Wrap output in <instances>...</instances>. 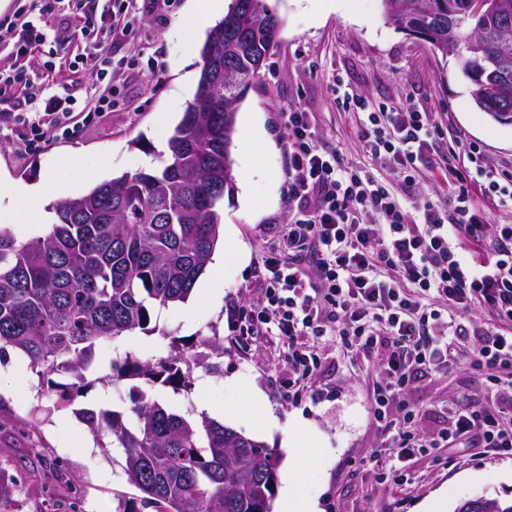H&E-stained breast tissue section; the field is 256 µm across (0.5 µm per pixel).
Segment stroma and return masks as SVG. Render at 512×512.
Wrapping results in <instances>:
<instances>
[{"mask_svg":"<svg viewBox=\"0 0 512 512\" xmlns=\"http://www.w3.org/2000/svg\"><path fill=\"white\" fill-rule=\"evenodd\" d=\"M196 0H176L171 12L146 17L124 40L78 39L68 54L46 42L25 62L28 77L46 78L50 92L61 94L91 87L96 77L74 71L75 54H109L119 74L120 104L51 146L18 150L17 131L0 128V173L18 184L49 176L67 183L73 197L92 186L85 175L97 170L98 181L160 166L167 156L172 127L192 100L199 79L204 35L185 43L179 30L194 24ZM280 20L278 45L258 78L249 82L236 115L230 148L232 175L250 166L249 190L234 187L220 203L222 224L218 245L224 250V295L219 306L187 301L153 314L150 332H135L99 345L98 364L135 353L144 359L167 356L172 338L196 346L191 364L193 387L174 393L157 387L150 395L176 411L197 409L200 394L215 403L239 405L254 418L273 414L278 427L252 437L286 455L281 425L300 426L303 443L293 463L304 479L308 497L321 512H424L428 503L446 496L448 505L482 495L512 497V458L452 450L450 460L417 456L408 461L406 485H380L367 462L382 446L373 423L365 381L375 373L373 362L346 350L339 337L318 343L321 368L299 398L288 394V345L277 336L244 337L238 320L259 295V262L279 225L293 208L286 168V114L308 112L317 138L327 148H340L349 162L366 164L354 132L357 117L343 111L339 91L394 106L413 107L443 125L480 143L496 166L512 164V124H501L475 106L468 82L455 56L433 53L422 41L397 30L385 18L381 0H268ZM41 26L47 34L100 27L99 14L78 0H57ZM261 128L269 144L245 151L252 128ZM219 338L221 350L201 345ZM128 381L95 384L84 391L77 407H57L46 383L25 356L10 352L0 361V512H38L45 499L75 503L76 512H118V497L136 496L127 482L125 454L111 438L92 441L77 408L127 409ZM481 376L451 369L415 381L406 394L420 414L416 427L432 433L448 420L449 404L463 395L482 398ZM69 421L72 432L59 424ZM33 464L16 468L18 456ZM55 458L67 469L59 478L41 466V457Z\"/></svg>","mask_w":512,"mask_h":512,"instance_id":"obj_1","label":"stroma"}]
</instances>
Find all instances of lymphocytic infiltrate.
Segmentation results:
<instances>
[{"label":"lymphocytic infiltrate","mask_w":512,"mask_h":512,"mask_svg":"<svg viewBox=\"0 0 512 512\" xmlns=\"http://www.w3.org/2000/svg\"><path fill=\"white\" fill-rule=\"evenodd\" d=\"M55 0H33L9 28L18 30L16 57L43 46L37 14ZM116 88L92 98L44 95L42 87L0 71V126L22 129L26 149L47 147L79 121L111 111ZM41 102V116L8 112L14 100ZM358 116L356 138L371 167L325 149L308 113L288 115V184L296 211L262 259L263 288L242 320L245 336L274 334L288 343V370L312 380L321 358L307 337L340 336L357 353H379L372 419L389 447L378 483H406L405 458L437 448L512 457V224L490 223V207L512 202V167H490L483 147L452 137L445 154L432 143L443 127L430 113L373 104L345 95ZM392 169L397 185L374 166ZM448 174V199L411 203L426 173ZM477 310L482 320H463ZM465 366L478 371L491 400L458 401L446 425L418 432V410L404 393L417 374Z\"/></svg>","instance_id":"f902f5d3"}]
</instances>
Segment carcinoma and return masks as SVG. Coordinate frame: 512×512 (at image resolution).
<instances>
[{
	"instance_id": "obj_1",
	"label": "carcinoma",
	"mask_w": 512,
	"mask_h": 512,
	"mask_svg": "<svg viewBox=\"0 0 512 512\" xmlns=\"http://www.w3.org/2000/svg\"><path fill=\"white\" fill-rule=\"evenodd\" d=\"M418 2L382 0L384 15L446 57L454 3L463 76L474 84L477 57L512 83V33L498 34L503 25L512 29V11L477 37L484 15L476 0H429L428 12ZM279 29L267 0H230L202 46L197 89L168 139L163 166L114 177L57 204V222L45 236L19 241L0 230V359L11 349L41 377L71 375L72 383L50 382L57 405L82 395L101 343L148 330L151 312L187 301L205 273L219 241L218 203L233 190L237 110L277 47ZM474 103L493 118L512 109V94L489 87ZM190 348L173 341L170 354L154 362L129 353L98 381L189 392ZM130 401L129 420L119 411L77 410L95 438L110 436L124 449L128 483L139 492L124 512H271L276 449L216 419L171 411L137 385ZM484 500H472L465 512H512V499Z\"/></svg>"
}]
</instances>
